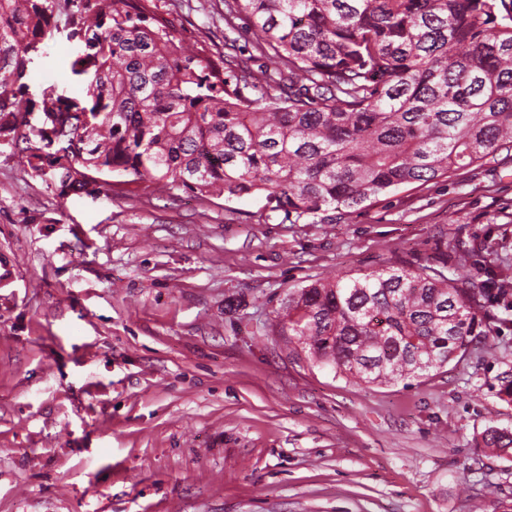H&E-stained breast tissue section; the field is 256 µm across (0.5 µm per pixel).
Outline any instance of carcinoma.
<instances>
[{
    "mask_svg": "<svg viewBox=\"0 0 512 512\" xmlns=\"http://www.w3.org/2000/svg\"><path fill=\"white\" fill-rule=\"evenodd\" d=\"M63 4L83 94L35 96L31 53ZM237 19L256 71L232 41L188 52L140 0H0V138L62 195L116 173L169 195H262L294 224L512 149V0H224V26ZM475 256L316 281L288 295L281 330L360 384L425 378L512 324V282L447 275ZM481 443L512 458L508 430Z\"/></svg>",
    "mask_w": 512,
    "mask_h": 512,
    "instance_id": "obj_1",
    "label": "carcinoma"
}]
</instances>
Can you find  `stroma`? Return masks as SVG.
I'll return each instance as SVG.
<instances>
[{
	"mask_svg": "<svg viewBox=\"0 0 512 512\" xmlns=\"http://www.w3.org/2000/svg\"><path fill=\"white\" fill-rule=\"evenodd\" d=\"M224 52V0H142ZM32 93L80 95L63 29ZM60 195L0 143V512H501L512 325L421 381L358 386L278 324L294 290L457 241L512 276V151L357 211L292 224L259 196L200 200L111 178ZM484 448H490L497 457L512 458V432L495 427L487 428L481 435Z\"/></svg>",
	"mask_w": 512,
	"mask_h": 512,
	"instance_id": "1",
	"label": "stroma"
}]
</instances>
